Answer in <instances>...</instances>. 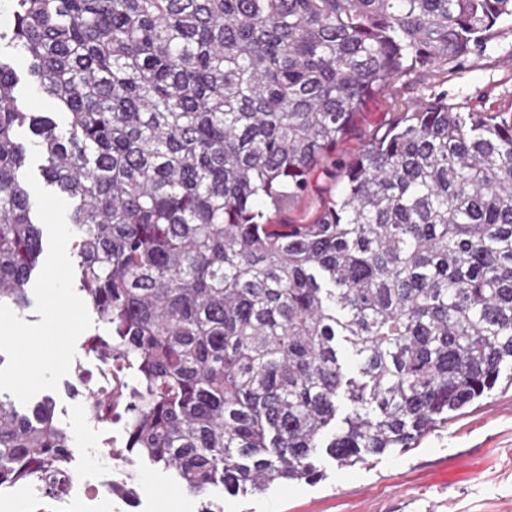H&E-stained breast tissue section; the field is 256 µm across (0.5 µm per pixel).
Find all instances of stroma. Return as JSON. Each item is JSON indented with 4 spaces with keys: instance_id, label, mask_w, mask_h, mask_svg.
<instances>
[{
    "instance_id": "stroma-1",
    "label": "stroma",
    "mask_w": 512,
    "mask_h": 512,
    "mask_svg": "<svg viewBox=\"0 0 512 512\" xmlns=\"http://www.w3.org/2000/svg\"><path fill=\"white\" fill-rule=\"evenodd\" d=\"M409 99L446 95L462 110L484 112L512 101V19L495 26L486 46L470 53L451 73L410 75L392 88ZM392 111L384 95H374L357 121L356 136L336 146L344 161L360 146L359 135L384 127ZM106 331L100 324L83 332L76 357L85 370L70 369L54 391V415L71 437L70 468L79 486L60 499L18 487L0 490V512H198L197 500L173 487L171 474L146 465L122 466L121 484L137 495L85 494L83 483L96 484L110 468L92 447L95 432L78 407L94 383L95 357L89 347ZM323 476L316 482L275 484L257 494L224 499V512H512V386L496 388L467 413L439 426L416 448L371 458L369 463L340 467L322 458Z\"/></svg>"
}]
</instances>
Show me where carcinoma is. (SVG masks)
I'll list each match as a JSON object with an SVG mask.
<instances>
[{"label":"carcinoma","instance_id":"1","mask_svg":"<svg viewBox=\"0 0 512 512\" xmlns=\"http://www.w3.org/2000/svg\"><path fill=\"white\" fill-rule=\"evenodd\" d=\"M512 0H13L0 31V304L43 251L26 127L70 215L79 294L134 371L110 453L206 497L412 448L512 361V105L438 98L328 166L367 100L460 62ZM67 115L16 103L20 76ZM320 173L313 218L283 216ZM358 378L345 374L338 341ZM346 407L336 423L340 406ZM71 443L52 400L0 393V489L56 498Z\"/></svg>","mask_w":512,"mask_h":512}]
</instances>
